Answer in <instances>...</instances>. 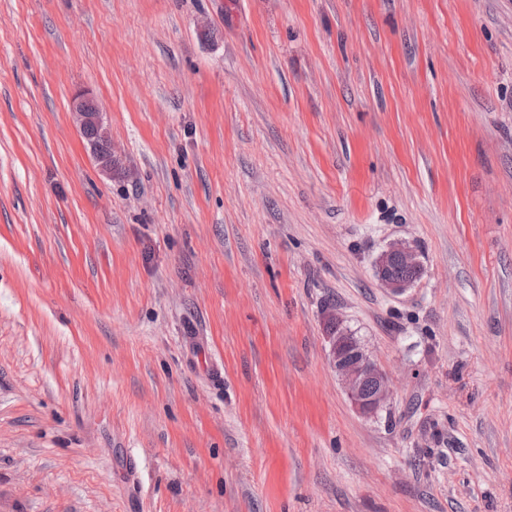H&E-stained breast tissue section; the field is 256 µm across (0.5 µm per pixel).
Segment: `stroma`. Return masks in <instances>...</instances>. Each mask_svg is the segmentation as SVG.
<instances>
[{
  "mask_svg": "<svg viewBox=\"0 0 512 512\" xmlns=\"http://www.w3.org/2000/svg\"><path fill=\"white\" fill-rule=\"evenodd\" d=\"M0 512H512V0H0ZM394 258L396 259L392 262L387 274L389 263ZM420 265V255L413 246L404 242H393L376 258L374 265L375 276L383 288L388 289L392 293L399 294L404 292L413 283L412 281L402 280L415 281L420 277L422 266L415 268ZM343 320L331 319L332 364L355 408L364 416L377 414L391 397L386 372L357 336L336 329Z\"/></svg>",
  "mask_w": 512,
  "mask_h": 512,
  "instance_id": "obj_1",
  "label": "stroma"
}]
</instances>
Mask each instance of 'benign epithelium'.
<instances>
[{"mask_svg":"<svg viewBox=\"0 0 512 512\" xmlns=\"http://www.w3.org/2000/svg\"><path fill=\"white\" fill-rule=\"evenodd\" d=\"M394 258L412 267L420 266L421 260L417 250L404 242L389 244L376 258L375 276L380 285L399 294L404 292L411 282L388 276L387 268ZM330 339L334 370L352 404L364 416L377 414L391 397L386 372L358 337L338 329Z\"/></svg>","mask_w":512,"mask_h":512,"instance_id":"7a95c632","label":"benign epithelium"}]
</instances>
